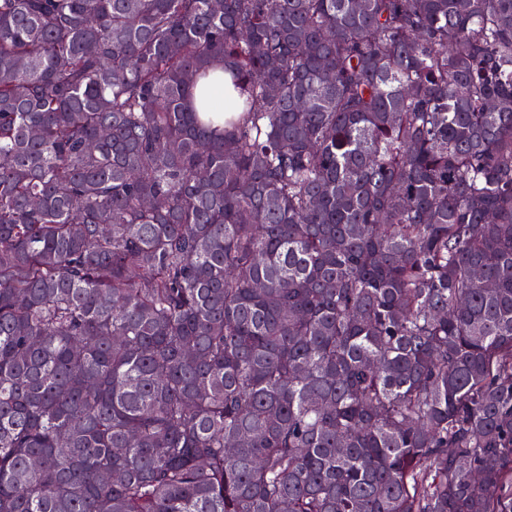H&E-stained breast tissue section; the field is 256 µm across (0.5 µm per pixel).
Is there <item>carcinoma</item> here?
<instances>
[{
    "label": "carcinoma",
    "mask_w": 512,
    "mask_h": 512,
    "mask_svg": "<svg viewBox=\"0 0 512 512\" xmlns=\"http://www.w3.org/2000/svg\"><path fill=\"white\" fill-rule=\"evenodd\" d=\"M0 512H512V0H0ZM212 78H214V80L204 91L200 92L199 88L194 91L195 104L197 107H200L201 97H204L207 100L211 98L212 105L222 102V105L226 107V104L229 103V95L225 85V81H228L230 84L229 76L224 75L223 68L216 67L213 70Z\"/></svg>",
    "instance_id": "obj_1"
}]
</instances>
